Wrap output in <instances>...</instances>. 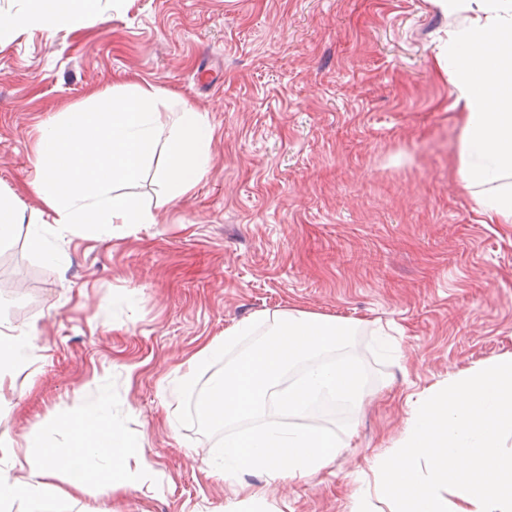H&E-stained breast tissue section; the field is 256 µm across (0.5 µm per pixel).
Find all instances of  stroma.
<instances>
[{
  "label": "stroma",
  "instance_id": "obj_1",
  "mask_svg": "<svg viewBox=\"0 0 512 512\" xmlns=\"http://www.w3.org/2000/svg\"><path fill=\"white\" fill-rule=\"evenodd\" d=\"M448 24L430 0H101L80 30L0 42V194L26 221L0 245V321L32 341L0 460L104 394L153 470L109 497L112 470L74 497L61 474L46 512H384L374 462L414 403L512 356V224L480 223L458 175L462 118L435 62ZM116 83L206 113L208 173L167 204L148 167L128 191L153 223L53 224L34 243L41 123ZM296 309L357 332L372 379L344 449L303 479L208 475L216 441L178 422L179 363Z\"/></svg>",
  "mask_w": 512,
  "mask_h": 512
}]
</instances>
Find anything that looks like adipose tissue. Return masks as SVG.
Here are the masks:
<instances>
[{
  "instance_id": "1",
  "label": "adipose tissue",
  "mask_w": 512,
  "mask_h": 512,
  "mask_svg": "<svg viewBox=\"0 0 512 512\" xmlns=\"http://www.w3.org/2000/svg\"><path fill=\"white\" fill-rule=\"evenodd\" d=\"M19 14L0 13V41L27 29L77 30L96 12L99 0H25ZM464 23L447 31L436 55L438 68L454 87L453 109L462 114L459 173L472 191L485 224H512V0H433ZM158 91L139 87L127 95L121 86L94 92L91 110L75 109L44 122L37 143L38 176L33 186L52 223L81 224L98 230L113 224H150L154 217L140 199L125 191L156 163L168 186V200L187 193L211 165L215 128L206 114L192 110L170 116L157 111ZM241 322L201 347L187 364L192 369L220 361L251 333ZM30 337L0 328V407L7 402L6 381L27 361ZM44 435L26 441L25 481L0 472V512L17 499L27 512H45L44 491L61 473L77 474L75 492L94 480L87 457H102L122 472L127 486L151 478L149 464L131 448L108 398H99L75 416L45 425ZM63 432L68 444L47 441Z\"/></svg>"
}]
</instances>
